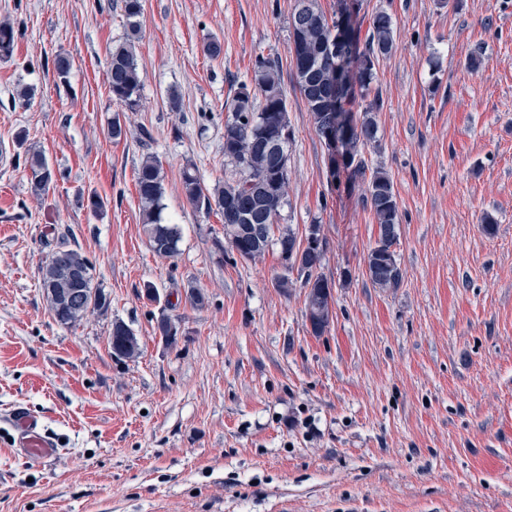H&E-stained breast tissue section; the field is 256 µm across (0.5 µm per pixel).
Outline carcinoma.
Segmentation results:
<instances>
[{
    "instance_id": "1",
    "label": "carcinoma",
    "mask_w": 512,
    "mask_h": 512,
    "mask_svg": "<svg viewBox=\"0 0 512 512\" xmlns=\"http://www.w3.org/2000/svg\"><path fill=\"white\" fill-rule=\"evenodd\" d=\"M306 3L309 22L292 32L295 84L320 139H325L327 132L338 126L351 124V132L342 144L348 165L341 170L328 164V176L333 183L344 170L349 178L366 181L364 201L378 224V239L367 254L371 269L369 280L376 288H397L402 281L399 264L383 266L377 262L378 253L395 249L398 241L401 216L393 180L381 167L369 169L365 159L366 149L375 148L379 143L380 99L369 101L356 116L345 111L344 101L336 97L343 71L352 72V80L359 85L363 96L371 93L376 64L395 44L393 18L386 11L375 12L366 22L350 18L347 56L341 61L334 50L336 21L328 20L315 0H306ZM120 9L127 22L128 35L124 43L112 49L107 80L112 99L125 110L137 112L142 79L135 41L141 29L143 0H121ZM18 36L19 30L10 19L0 21V59L12 57ZM254 81L257 93L243 84L224 105L228 112L224 121V157L234 164V176L207 186L193 163H187L181 172L182 191L187 201L197 210L206 213L216 210L222 214L224 235L231 249L246 261L262 257L274 241L282 255L296 243V236L289 228L281 230L276 239L272 236L288 185V103L277 63L269 58L257 59ZM18 145L24 148L22 164L30 193L42 201L54 189L56 171L42 150L27 143L26 134L18 136ZM136 184L140 218L151 247L159 255L175 256L181 232L178 225L164 219L162 164L155 155L142 156ZM244 214L249 216L250 223L266 226L262 241L244 236ZM93 270V262L79 250L69 247L63 238L41 263L42 288L58 323L70 327L90 311L102 312L109 308L107 295L92 287ZM311 277L309 272L304 274L302 282L308 289L305 317L313 335L321 336L333 318L332 297L325 277L318 276L314 283ZM110 348L117 359H133L141 354L135 332L119 319L112 321Z\"/></svg>"
}]
</instances>
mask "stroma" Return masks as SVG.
Listing matches in <instances>:
<instances>
[{
	"label": "stroma",
	"instance_id": "35a3bbf8",
	"mask_svg": "<svg viewBox=\"0 0 512 512\" xmlns=\"http://www.w3.org/2000/svg\"><path fill=\"white\" fill-rule=\"evenodd\" d=\"M119 3L0 0V20L20 30L0 60V418L27 407L59 442L29 463L0 421V512H512V0H358L396 31L373 84L380 145L365 153L392 175L401 213L403 281L387 290L365 270L378 237L365 186L329 185L292 81L294 0H143L136 112L107 81L126 36ZM213 39L216 58L204 52ZM59 54L72 63L64 86ZM260 56L279 63L288 99L277 224L300 240L320 225L326 241L333 321L321 336L278 247L240 259L222 243V215L197 211L181 188L189 162L209 185L234 174L224 105L253 84ZM23 85L34 89L25 106ZM116 115L121 140L108 133ZM21 130L62 173L48 201L29 191ZM147 149L163 167V215L181 229L172 257L153 251L140 220ZM64 231L110 300L71 327L39 273ZM283 274L286 294L274 286ZM192 286L203 304L190 303ZM162 313L174 344L155 330ZM115 319L139 337L138 358L113 357Z\"/></svg>",
	"mask_w": 512,
	"mask_h": 512
}]
</instances>
